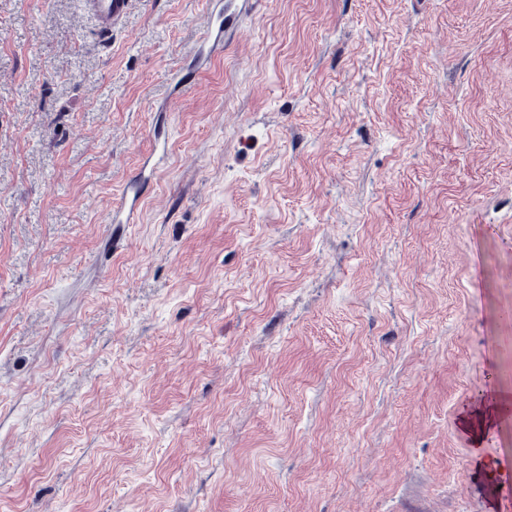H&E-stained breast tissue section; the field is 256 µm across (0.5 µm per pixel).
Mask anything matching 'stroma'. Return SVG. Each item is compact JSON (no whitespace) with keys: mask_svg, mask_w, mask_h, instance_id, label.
Masks as SVG:
<instances>
[{"mask_svg":"<svg viewBox=\"0 0 512 512\" xmlns=\"http://www.w3.org/2000/svg\"><path fill=\"white\" fill-rule=\"evenodd\" d=\"M211 8L0 0V512H512V0ZM132 0H83L85 10L95 19L100 30L110 32L121 25ZM236 2L234 8L225 5L224 12L220 11L210 16L202 37L204 43H210V52L224 48V43L238 31L241 16L251 10L253 0ZM123 203L118 210H111V223L130 224L135 222L138 212L141 209V190L136 186H130L122 197Z\"/></svg>","mask_w":512,"mask_h":512,"instance_id":"obj_1","label":"stroma"}]
</instances>
